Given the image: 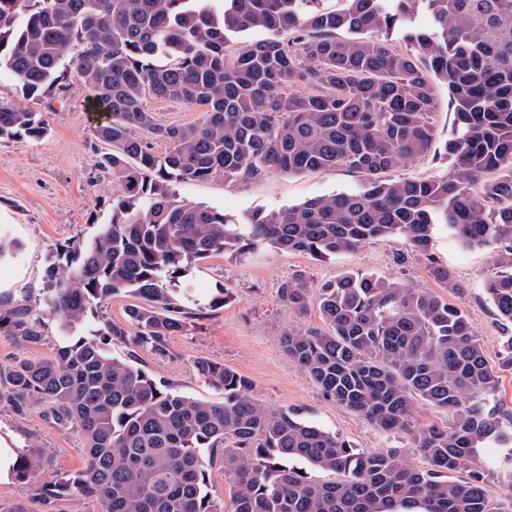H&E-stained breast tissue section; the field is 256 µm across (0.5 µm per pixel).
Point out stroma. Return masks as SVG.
Here are the masks:
<instances>
[{
    "instance_id": "obj_1",
    "label": "stroma",
    "mask_w": 512,
    "mask_h": 512,
    "mask_svg": "<svg viewBox=\"0 0 512 512\" xmlns=\"http://www.w3.org/2000/svg\"><path fill=\"white\" fill-rule=\"evenodd\" d=\"M0 100L45 113L49 125L40 139H0V237L19 245L13 259L0 262V293L19 304L32 303L44 285L45 269L57 249L90 241L109 223L112 180L99 170L100 145L93 136L94 120L86 110L87 92L72 81L66 97L31 99L8 74L0 75ZM363 174L346 168L302 174L270 173L233 182L216 178L175 184L179 199L216 208L237 218L252 211L279 210L305 200L361 188ZM447 267L454 287L446 288L429 273L430 264ZM305 272L313 285L335 280L347 271L375 274L404 285L428 289L458 305L467 314L489 360H496L506 331L485 292L493 273L485 248H468L438 228L430 256L412 253L402 241L371 240L363 247L327 260L300 252L257 248L244 255L218 254L198 263L194 287H227L224 307L190 319L186 330L168 338L165 353L111 341L112 356L136 354L156 382L183 395L220 400L194 369L197 359L224 363L248 377L255 396L267 407L297 410L302 418L350 441L357 450L408 448L406 438L385 434L346 407L324 397L307 374L284 354L281 336L296 325L321 326L317 307L297 316L278 297L280 284L294 272ZM60 342L56 322H49L39 342L23 344L0 334V370L21 359L40 360ZM0 439L21 452L45 457L36 478L0 481V512H44L41 484L55 482L82 469L88 459L81 429L59 424L47 405L37 403L22 414L0 403ZM479 464L489 478L493 505L512 495V450L487 448Z\"/></svg>"
}]
</instances>
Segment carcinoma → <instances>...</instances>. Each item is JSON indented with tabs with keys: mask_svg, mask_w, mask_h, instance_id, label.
Segmentation results:
<instances>
[{
	"mask_svg": "<svg viewBox=\"0 0 512 512\" xmlns=\"http://www.w3.org/2000/svg\"><path fill=\"white\" fill-rule=\"evenodd\" d=\"M315 2L0 0V69L29 97L66 96L68 67L76 69L106 114L93 135L105 145L98 166L118 189L110 223L57 252L34 303L0 295V334L21 343L61 318L53 357L0 375V402L19 414L44 402L85 437L86 467L41 486L45 512L83 496L100 512H512V500L492 507L479 468L481 450L512 447L503 426L512 412L494 400L512 373V335L490 363L464 311L428 289L348 271L318 287L324 327L295 326L281 338L325 397L407 435L419 466L396 448L359 451L293 410L268 408L221 362H195L223 394L209 401L156 383L135 355L107 348L126 338L162 352L194 316L188 303L199 312L224 306L225 288L202 304L181 287L212 255L269 247L324 260L391 238L428 257L438 225L490 249L486 291L499 323L512 325V0H345L334 11ZM396 29L404 51L388 42ZM249 30L268 37L236 47ZM436 81L455 104V133L443 144L452 170L385 178L431 153ZM149 98L197 105L202 120L162 125ZM47 131L42 113L0 101V139ZM339 168L364 174L363 187L243 221L173 189ZM495 171L502 175L472 192ZM120 293L134 299L127 326L92 328L89 316ZM279 293L302 315L312 284L296 273ZM418 401L450 422L413 427ZM295 460L334 478L314 480ZM217 462L227 504L207 492ZM39 466V453H20L10 472L27 482Z\"/></svg>",
	"mask_w": 512,
	"mask_h": 512,
	"instance_id": "obj_1",
	"label": "carcinoma"
}]
</instances>
